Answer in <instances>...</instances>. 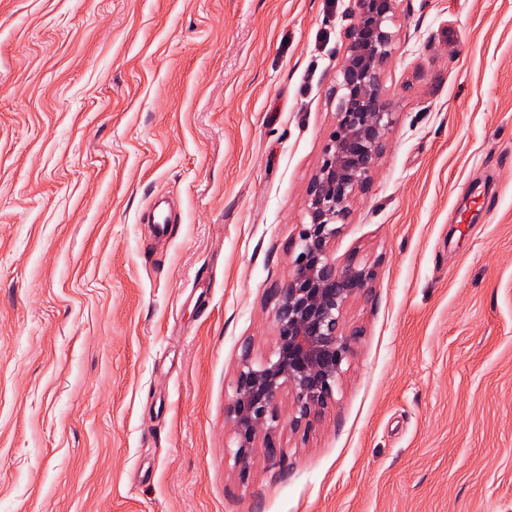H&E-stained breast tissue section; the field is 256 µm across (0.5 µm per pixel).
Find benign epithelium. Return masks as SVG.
Here are the masks:
<instances>
[{"label":"benign epithelium","instance_id":"1","mask_svg":"<svg viewBox=\"0 0 512 512\" xmlns=\"http://www.w3.org/2000/svg\"><path fill=\"white\" fill-rule=\"evenodd\" d=\"M396 12L397 0H355L332 90L335 128L306 188L307 222L299 232L293 276L274 291V350L258 364L244 350L228 407L234 465L243 477L257 442L273 454L284 428L306 432L322 417L353 352L355 334L346 328L344 311L368 291L373 271L337 264L330 245L355 197L369 187L394 125V113L382 101V73L393 53ZM285 390L293 400L286 419L278 407Z\"/></svg>","mask_w":512,"mask_h":512}]
</instances>
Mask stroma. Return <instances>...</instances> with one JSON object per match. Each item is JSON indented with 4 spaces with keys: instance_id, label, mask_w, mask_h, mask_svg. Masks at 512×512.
<instances>
[{
    "instance_id": "1",
    "label": "stroma",
    "mask_w": 512,
    "mask_h": 512,
    "mask_svg": "<svg viewBox=\"0 0 512 512\" xmlns=\"http://www.w3.org/2000/svg\"><path fill=\"white\" fill-rule=\"evenodd\" d=\"M353 7L0 0V512H512V0H399L353 353L234 466Z\"/></svg>"
}]
</instances>
